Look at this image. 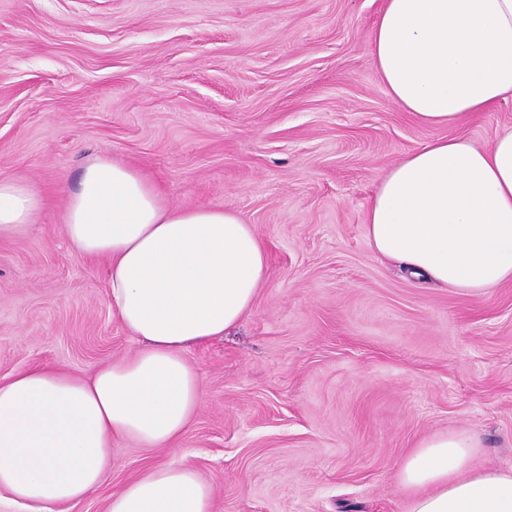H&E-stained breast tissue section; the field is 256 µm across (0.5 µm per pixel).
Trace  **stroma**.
<instances>
[{
  "label": "stroma",
  "instance_id": "stroma-1",
  "mask_svg": "<svg viewBox=\"0 0 512 512\" xmlns=\"http://www.w3.org/2000/svg\"><path fill=\"white\" fill-rule=\"evenodd\" d=\"M383 0H0V179L47 206L0 242V379L35 364L84 377L137 340L104 262L63 229L96 157L173 206L238 212L269 273L224 338L188 351L206 402L171 447L112 445L106 512L151 464L181 460L213 512H405L394 480L423 438L472 431L512 467V283L471 297L376 257L371 194L409 151L466 134L491 149L512 101L465 126L418 124L370 55Z\"/></svg>",
  "mask_w": 512,
  "mask_h": 512
}]
</instances>
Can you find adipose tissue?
I'll return each instance as SVG.
<instances>
[{"instance_id":"1","label":"adipose tissue","mask_w":512,"mask_h":512,"mask_svg":"<svg viewBox=\"0 0 512 512\" xmlns=\"http://www.w3.org/2000/svg\"><path fill=\"white\" fill-rule=\"evenodd\" d=\"M371 56L391 100L425 126L470 119L512 98V0H385ZM45 207L0 179V242ZM76 253L108 262L113 313L139 347L76 377L48 364L0 381V501L64 512L104 481L112 444L163 448L203 406L189 348L223 337L252 308L268 249L232 210L173 207L135 168L99 157L69 194ZM366 234L376 255L468 296L512 282V128L483 151L463 135L407 153L379 180ZM480 438L448 431L402 460L405 512H512V468L479 464ZM106 512H213L211 485L177 460L109 498Z\"/></svg>"}]
</instances>
